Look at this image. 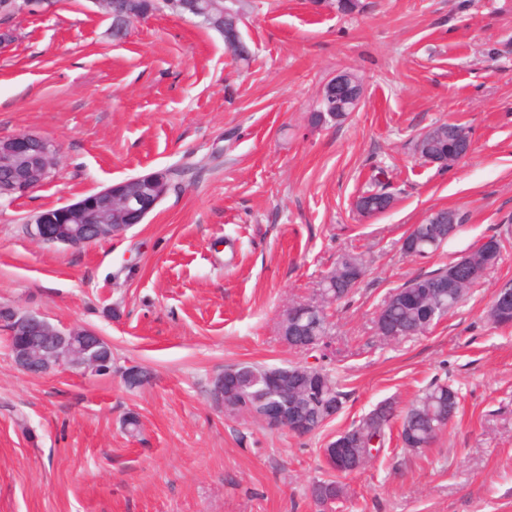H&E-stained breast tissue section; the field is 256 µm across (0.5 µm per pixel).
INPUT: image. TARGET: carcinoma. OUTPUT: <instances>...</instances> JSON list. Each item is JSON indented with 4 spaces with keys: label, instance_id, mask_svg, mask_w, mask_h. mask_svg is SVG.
<instances>
[{
    "label": "carcinoma",
    "instance_id": "obj_1",
    "mask_svg": "<svg viewBox=\"0 0 512 512\" xmlns=\"http://www.w3.org/2000/svg\"><path fill=\"white\" fill-rule=\"evenodd\" d=\"M469 138L468 130L456 123H442L433 127V134L420 137L415 143V151L426 161L443 159L452 165L456 163V145ZM389 193L384 190L366 191L358 196L355 207L365 215H375L386 211L390 205ZM461 223L454 211L440 209L431 213L423 223L414 225L404 237L401 245L403 253L409 257H428L436 253L446 242L435 233L434 225L446 224L450 220ZM505 245L499 239L492 247H476L466 254L469 270L462 275L460 290L448 292V272L454 270L451 262L435 270L419 274L405 282L396 293L400 299L384 302L380 310L383 320L397 331L392 339L398 340L414 336L429 329L432 312L438 305L442 311L454 310L468 291L476 283L479 274L495 267L503 257ZM334 276H324L322 290L342 299L349 295L364 274L362 257L348 253L341 256L332 269ZM507 308L512 311V295L502 293L493 297L488 316L492 323L509 324V319L497 321L495 312ZM299 336L295 344L304 350H311L323 342L327 332V315L321 310L314 315H306L298 323ZM270 368L250 365L251 379L242 384L237 411L255 419L261 410L274 400L288 401V381L281 380L275 385L268 376ZM347 392L338 381L322 368H311L306 378V390L296 393L306 432L311 433L321 427L328 417L325 407L330 403L342 404ZM459 404L456 390L445 383L435 382L426 387L417 398L401 412L402 447L409 453L417 454L431 447L452 421ZM395 416L392 404L383 403L369 412L359 423L344 431L350 458L362 463L380 452L387 440V430ZM343 492V487L335 480L316 483L312 496L316 503L326 508L333 504Z\"/></svg>",
    "mask_w": 512,
    "mask_h": 512
}]
</instances>
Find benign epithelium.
I'll list each match as a JSON object with an SVG mask.
<instances>
[{
	"mask_svg": "<svg viewBox=\"0 0 512 512\" xmlns=\"http://www.w3.org/2000/svg\"><path fill=\"white\" fill-rule=\"evenodd\" d=\"M177 11L184 15L204 16L215 26L224 27V6L209 0L200 10L198 0H176ZM330 96L336 98V107L347 103L356 108L364 89L350 82L346 72L336 73L325 84ZM58 149L51 141L30 134L0 138V197H22L41 185L57 170ZM148 184H138L133 177L114 183L98 191L94 199L83 198L41 212L27 221L26 233L32 239L47 245L80 248L124 235L129 229L144 222L166 194V173L156 171L147 177ZM291 304L280 323V336L294 345L297 320ZM0 329L9 336L14 363L30 375H45L55 368L71 367L83 373L106 375L112 371L109 343L90 328H72L63 331L36 313L9 307L0 309ZM247 368L241 364L224 371L216 381L218 404L224 415L236 414V406L224 400L226 379L239 378ZM262 424L271 430L299 432L303 423L295 415H287L279 408L270 409Z\"/></svg>",
	"mask_w": 512,
	"mask_h": 512,
	"instance_id": "7a95c632",
	"label": "benign epithelium"
}]
</instances>
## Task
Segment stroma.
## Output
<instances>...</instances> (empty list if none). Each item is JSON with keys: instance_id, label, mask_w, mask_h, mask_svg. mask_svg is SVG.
Wrapping results in <instances>:
<instances>
[{"instance_id": "1", "label": "stroma", "mask_w": 512, "mask_h": 512, "mask_svg": "<svg viewBox=\"0 0 512 512\" xmlns=\"http://www.w3.org/2000/svg\"><path fill=\"white\" fill-rule=\"evenodd\" d=\"M243 4L246 63L168 9L123 35L91 0L0 13V138L60 148L57 175L0 199V307L112 346L111 374L33 376L0 332V512H320L310 489L333 479V512H512V326L487 317L512 280V0H359L347 15ZM341 70L363 79L359 109L313 125ZM442 122L473 143L445 168L414 150ZM158 170L166 196L122 237L76 250L25 233L38 211ZM376 176L393 205L366 217L355 202ZM441 208L462 227L432 257H405L408 230ZM492 236L502 262L453 312L419 336L378 335L389 293ZM346 252L363 256L361 282L329 308L322 345L289 346L285 309ZM241 363L323 367L343 409L305 436L225 416L213 381ZM131 364L149 374L136 389ZM436 380L460 404L433 447L408 453L394 429L357 473L327 466L353 421Z\"/></svg>"}]
</instances>
